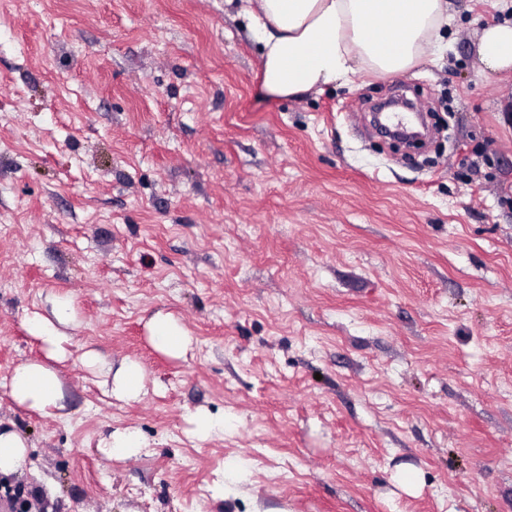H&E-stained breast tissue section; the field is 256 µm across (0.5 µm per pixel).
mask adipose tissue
Here are the masks:
<instances>
[{
    "label": "adipose tissue",
    "instance_id": "1",
    "mask_svg": "<svg viewBox=\"0 0 512 512\" xmlns=\"http://www.w3.org/2000/svg\"><path fill=\"white\" fill-rule=\"evenodd\" d=\"M240 12L261 46L264 91L292 99L350 83L360 72H406L441 44L451 19L448 0H240ZM481 60L493 72L512 68L511 25L484 29ZM72 320L69 302L61 299L53 300L50 316L30 320L29 331L47 360L14 369L10 395L18 405L43 415L62 409L61 381L48 362L67 358L72 338L64 328ZM82 362L103 376L113 397L136 400L143 395V368L137 361L115 369L89 350Z\"/></svg>",
    "mask_w": 512,
    "mask_h": 512
}]
</instances>
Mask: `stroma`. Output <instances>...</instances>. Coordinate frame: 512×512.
<instances>
[{
	"label": "stroma",
	"mask_w": 512,
	"mask_h": 512,
	"mask_svg": "<svg viewBox=\"0 0 512 512\" xmlns=\"http://www.w3.org/2000/svg\"><path fill=\"white\" fill-rule=\"evenodd\" d=\"M450 12L406 74L288 99L232 0H0V424L32 461L0 504L512 512V70L478 53L512 9ZM398 93L437 120L426 151L371 127ZM55 298L48 416L7 384ZM159 312L184 358L152 343ZM88 349L138 361L141 399L106 397ZM199 410L223 432L192 436ZM126 429L140 453L107 460ZM51 316H35L29 322V331L49 359L62 361L69 355L67 346L72 344L71 336L62 330L73 321L70 303L61 299L53 300Z\"/></svg>",
	"instance_id": "stroma-1"
}]
</instances>
